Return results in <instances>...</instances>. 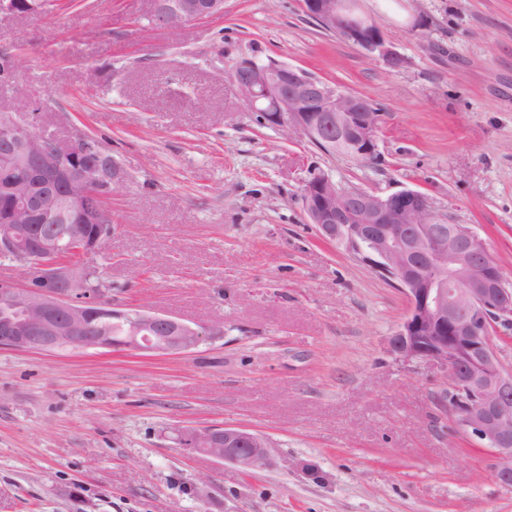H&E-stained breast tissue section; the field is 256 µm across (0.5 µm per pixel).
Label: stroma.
Here are the masks:
<instances>
[{"instance_id": "stroma-1", "label": "stroma", "mask_w": 512, "mask_h": 512, "mask_svg": "<svg viewBox=\"0 0 512 512\" xmlns=\"http://www.w3.org/2000/svg\"><path fill=\"white\" fill-rule=\"evenodd\" d=\"M405 63L322 29L301 0H224L168 30L150 0L0 15V99L124 168L91 262L113 304L220 322L173 356L0 349V512H512L455 423L445 369L388 351L403 295L323 240L311 170L426 193L512 281V0H362ZM276 60L383 110L366 164L260 125L225 81ZM214 425L267 437L250 471L181 447Z\"/></svg>"}]
</instances>
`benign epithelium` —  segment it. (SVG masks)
Wrapping results in <instances>:
<instances>
[{
	"label": "benign epithelium",
	"instance_id": "obj_1",
	"mask_svg": "<svg viewBox=\"0 0 512 512\" xmlns=\"http://www.w3.org/2000/svg\"><path fill=\"white\" fill-rule=\"evenodd\" d=\"M156 27H180L224 13V0H151ZM55 0H0V15L46 12ZM305 12L366 56L400 68L404 58L387 43L359 0H302ZM235 93L262 125L307 138L327 151L350 145L358 162L379 158L378 116L369 101L336 89L284 63L245 59L230 70ZM89 138L66 144L40 132L35 114L0 101V168L26 175L0 186V257L29 268L28 283L0 284V349L18 352L122 350L177 355L224 335V325L192 326L147 311L116 309L105 290L84 298L74 286L90 268L63 258L60 237L37 230L64 223L68 246L80 257L97 253L114 235L107 199L125 172ZM304 210L325 240L369 263L405 294L408 314L389 338V352L405 360H434L446 369L448 404L458 426L481 441L493 474L512 490V370L498 358L490 325L512 324V284L482 238L466 224L438 225L430 198L402 188L381 194L341 186L324 171L305 180ZM118 319L123 336L91 327ZM180 442L244 471L265 467L272 444L235 426L180 434Z\"/></svg>",
	"mask_w": 512,
	"mask_h": 512
}]
</instances>
